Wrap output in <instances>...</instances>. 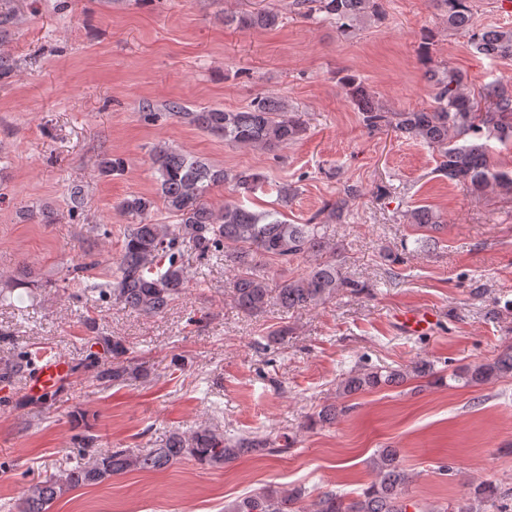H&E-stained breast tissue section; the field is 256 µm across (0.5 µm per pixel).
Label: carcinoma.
Instances as JSON below:
<instances>
[{"label": "carcinoma", "mask_w": 512, "mask_h": 512, "mask_svg": "<svg viewBox=\"0 0 512 512\" xmlns=\"http://www.w3.org/2000/svg\"><path fill=\"white\" fill-rule=\"evenodd\" d=\"M312 8L335 21L348 33L380 15L381 0H309ZM472 0H434L447 17L448 27L468 29L472 21ZM243 28H274L281 22L278 12L260 9L227 19ZM476 49L490 58H512V30L479 29L472 32ZM436 86L435 105L430 108L390 112L375 103L372 95L355 79L344 84L366 128H390L400 137L423 143L438 152L437 172L472 194L488 189L512 191V169L501 170L491 162L489 141L512 143V89L500 80L487 83L481 92L484 108L465 91V78L457 70L443 68L430 72ZM193 122L202 130L224 138L227 145L265 151L286 148L304 132L303 123L292 114L282 98L256 96L243 110L211 108L195 112ZM158 174L159 199L142 195L124 198L118 210L128 223L124 233L118 275L105 282L90 281L87 273L99 262L87 260L73 266L83 291L114 300L143 316L164 313L189 285V276L180 262L183 247L190 246L204 264L224 262L233 268L232 301L244 314L255 315L271 303L261 260L288 262L304 255L315 257L301 276L283 281L276 293L282 312L314 309L347 289L352 294L367 291L362 282L343 275L340 247L326 237L327 223L343 217L349 201L359 195L355 186L344 188L343 196L328 201L306 224H290L282 213H256L237 201H226L218 210L205 196L222 186L231 195L247 197L263 188L265 176L253 170H234L208 165L196 156L166 145L151 152ZM178 218L177 224L154 220L157 202ZM410 223L437 230L440 217L430 208L410 213ZM112 354V367L100 371L98 379L119 384L144 369L127 360L122 339L104 340ZM415 377L439 381L434 365L417 361L385 372L352 371L339 385L345 396L380 385H399ZM512 377V350L484 363L466 366L449 375L463 387L480 386L499 378ZM290 449L286 436L270 433H242L226 436L209 426H199L189 434L172 432L165 446L134 451L106 448L72 468L63 469L32 482L15 505L16 512H49L52 504L69 491L96 485L130 471H161L185 459L204 466L222 468L243 457L283 454ZM374 479L354 492L326 490L308 505L298 489L265 490L249 494L224 506V512H408L412 476L402 467L397 448H382L370 461ZM512 512V493L481 482L466 494L454 512Z\"/></svg>", "instance_id": "obj_1"}]
</instances>
